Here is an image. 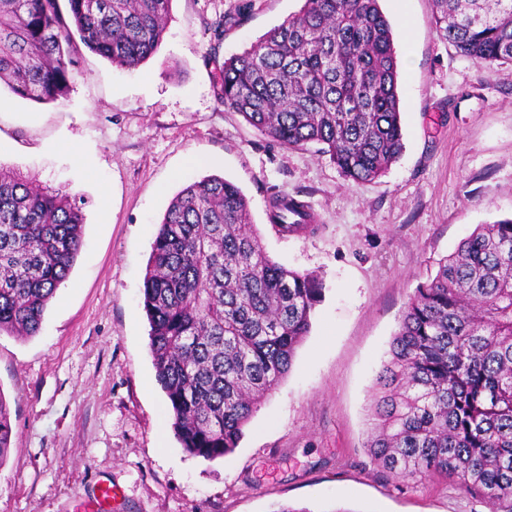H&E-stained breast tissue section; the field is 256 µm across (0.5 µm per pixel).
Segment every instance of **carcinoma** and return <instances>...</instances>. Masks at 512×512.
<instances>
[{
  "label": "carcinoma",
  "mask_w": 512,
  "mask_h": 512,
  "mask_svg": "<svg viewBox=\"0 0 512 512\" xmlns=\"http://www.w3.org/2000/svg\"><path fill=\"white\" fill-rule=\"evenodd\" d=\"M171 0H0V81L27 99L66 94L76 43L122 68L154 54ZM441 37L487 71L512 63V0H433ZM219 99L285 148L316 143L356 184L402 154L398 70L379 0H305L218 67ZM280 233L314 231L306 205L272 204ZM76 200L0 173V334L35 336L83 245ZM322 283L273 261L241 189L209 176L169 203L143 285L156 379L184 449L238 447L290 372ZM365 443L388 476L455 483L512 512V218L478 227L417 288L378 372ZM11 427L0 396V465Z\"/></svg>",
  "instance_id": "cac0c4a2"
}]
</instances>
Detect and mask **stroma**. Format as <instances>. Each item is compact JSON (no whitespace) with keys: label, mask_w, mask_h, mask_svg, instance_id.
<instances>
[{"label":"stroma","mask_w":512,"mask_h":512,"mask_svg":"<svg viewBox=\"0 0 512 512\" xmlns=\"http://www.w3.org/2000/svg\"><path fill=\"white\" fill-rule=\"evenodd\" d=\"M303 3L171 0L161 44L137 68L85 50L58 100L0 84V168L81 200L84 214L40 332L0 335L12 427L0 512H87L104 483L120 496L103 512H489L442 479L385 476L364 445L375 376L417 288L478 225L512 216V64L488 73L459 55L431 0H380L404 151L358 185L319 145L270 142L216 93V67ZM209 175L241 188L272 260L323 283L290 372L213 461L175 435L142 294L170 201ZM278 193L305 202L317 231L276 233Z\"/></svg>","instance_id":"1"}]
</instances>
